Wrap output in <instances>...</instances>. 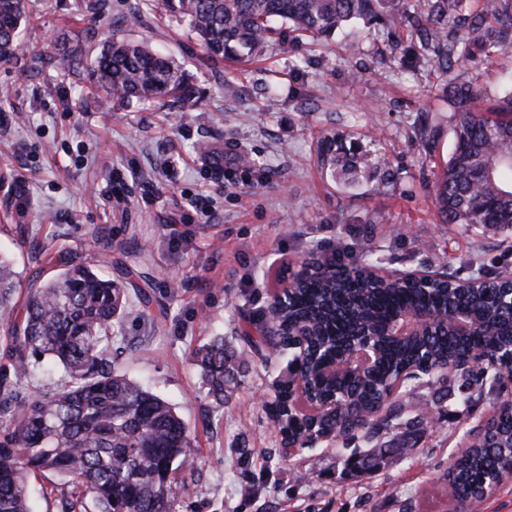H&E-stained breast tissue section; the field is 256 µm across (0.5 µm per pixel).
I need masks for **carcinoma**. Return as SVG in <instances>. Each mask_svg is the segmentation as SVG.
I'll return each instance as SVG.
<instances>
[{
    "mask_svg": "<svg viewBox=\"0 0 512 512\" xmlns=\"http://www.w3.org/2000/svg\"><path fill=\"white\" fill-rule=\"evenodd\" d=\"M462 0H140L125 19L145 24L148 14L167 13L185 25L204 48V61L259 58L266 55L274 23L296 37H329L353 19L405 26L415 39L409 62L424 67L436 54L438 67L451 72L472 55L474 38L494 22L512 30V0H483L466 22V35L448 41V23L458 19ZM26 21L23 0H0V62L17 58L19 30ZM488 57L512 59V40H490ZM88 51L61 52L63 67L83 74L104 101L121 105L163 102L181 108L195 89L188 72L158 53L146 39L114 36ZM480 89L473 83L455 87V147L435 182V206L448 224L512 228V93L490 111L478 112ZM321 165L349 187L361 173L378 168L380 156L340 153L330 138L322 141ZM313 276L297 280L288 293L277 336H249L259 351L288 348L293 337L284 323L309 321L321 348L320 359L340 358L345 341L366 324L383 331L398 315L417 309L435 312L433 332L398 343L379 337L377 363L366 377L345 375L323 390L347 399L359 411L382 409L371 422L344 415L305 419V427L349 436L366 426L369 441L400 426L411 430L427 422L411 401L389 396L398 376L408 379L405 394L439 391L465 405L480 400L485 389L499 386L500 370L491 373L465 360L474 349L497 362L512 346V309L495 288L475 292L468 285L484 279L475 267L467 277L441 275L430 288H411L399 280L370 284L358 269L317 264ZM20 280L13 265L0 259V321L6 331L0 348L11 370L0 375V512H29L30 476L49 471L90 494L97 512H173L179 487L173 472L193 467L188 426L167 401L108 365V346L123 341L121 322L127 288L103 277L95 263L75 253L42 284L18 299ZM472 317L474 336L444 328L459 313ZM48 361L64 371L66 382L54 390L18 400V382L34 366ZM243 361L226 352L224 338L214 337L194 354L202 387L224 402L226 388L237 381ZM509 394L498 395L484 431L475 435L448 464V484L467 498L481 497L493 479H512L504 462L512 456V409Z\"/></svg>",
    "mask_w": 512,
    "mask_h": 512,
    "instance_id": "carcinoma-1",
    "label": "carcinoma"
}]
</instances>
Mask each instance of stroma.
Returning a JSON list of instances; mask_svg holds the SVG:
<instances>
[{
	"label": "stroma",
	"mask_w": 512,
	"mask_h": 512,
	"mask_svg": "<svg viewBox=\"0 0 512 512\" xmlns=\"http://www.w3.org/2000/svg\"><path fill=\"white\" fill-rule=\"evenodd\" d=\"M24 0L34 21L24 52L0 63V255L21 286L54 274V259L91 255L154 299L130 298L127 339L115 368L152 388L185 419L194 468L177 471L176 512H445L444 477L469 432L492 412L495 393L466 406L427 396V428L404 449H369L361 437L328 436L286 454L276 411L293 376V351L251 356L223 404L193 364L212 337L238 344L264 325L283 266L315 257L364 265L374 251L393 271L512 272V230L445 224L434 182L455 144L453 83L471 82L484 106L512 91V65L476 54L451 73L403 63L405 33L354 23L329 38L281 34L267 55L202 65L194 36L158 14L135 37L150 39L192 75L184 108L98 106V93L58 65L61 44L96 46L120 29L132 0ZM358 43L347 54L346 42ZM40 52L37 70L27 64ZM436 140L426 152L421 123ZM346 151L376 153L383 172L348 187L317 164L321 136ZM375 455L364 473L355 458ZM31 512H96L53 473L30 480Z\"/></svg>",
	"instance_id": "1"
}]
</instances>
